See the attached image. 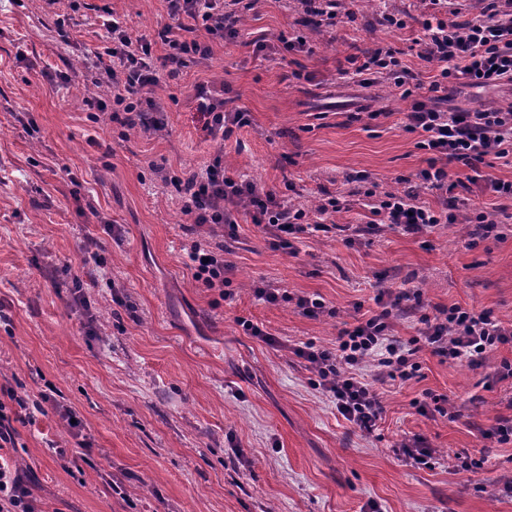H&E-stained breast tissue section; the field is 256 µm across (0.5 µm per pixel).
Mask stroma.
Returning a JSON list of instances; mask_svg holds the SVG:
<instances>
[{
    "mask_svg": "<svg viewBox=\"0 0 512 512\" xmlns=\"http://www.w3.org/2000/svg\"><path fill=\"white\" fill-rule=\"evenodd\" d=\"M69 41L55 32L45 0H0V386L51 402L16 423L7 454L21 464L35 512H512V444L485 439L512 416V382L497 368L502 348L474 369L422 352L419 377L377 384L382 417L367 436L315 390L294 347H331L340 329L366 319L380 289L413 281L426 303L491 310L512 325V201L485 182L473 207L499 221V237L459 234L444 224L423 235L384 230L347 244L346 224H370L367 179L399 188L426 168L418 134L404 128L413 104L392 81L345 82L351 56L391 44L429 80L420 54L426 0H344L335 25L299 24L297 0H259L233 39L171 79L158 68L166 131L143 135L89 121L82 61L107 39L106 10L133 35L154 40L169 24L164 0H88ZM395 14L404 28L383 17ZM306 48L285 52L279 33ZM266 39L264 51L248 42ZM69 82H60V74ZM224 84L246 126L223 139L203 128L196 88ZM512 105V87H459L441 110ZM33 119L38 131L23 126ZM222 155L228 176L248 179L297 207L326 195L347 207L331 228L300 236L293 250L240 216L224 243L223 290L197 283L188 253L201 230L182 212L172 183ZM96 239L99 262L82 246ZM96 317L73 306L75 283ZM323 299L337 316H304L294 303L258 300L256 285ZM257 323L271 341L249 335ZM446 395L443 412L419 414L425 393ZM81 417L65 429L55 403ZM424 438L432 467L398 456ZM86 439L87 448L77 446ZM485 449L482 473L453 467L457 454Z\"/></svg>",
    "mask_w": 512,
    "mask_h": 512,
    "instance_id": "35a3bbf8",
    "label": "stroma"
}]
</instances>
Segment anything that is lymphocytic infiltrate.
<instances>
[{
    "mask_svg": "<svg viewBox=\"0 0 512 512\" xmlns=\"http://www.w3.org/2000/svg\"><path fill=\"white\" fill-rule=\"evenodd\" d=\"M170 25L158 38L165 49L163 60L173 70L207 60L210 43L236 35L243 14L255 7L254 0H165ZM435 12L421 22V55L436 61L439 71L430 83H422L403 64L393 48H378L361 57H351L355 78L390 79L412 98L415 90L447 91L449 83L486 87L512 85V0H488L480 16L458 19L440 11L441 0H431ZM108 39L83 63L86 84L102 89V96L90 100L92 122L121 120L140 127L148 135L164 131L165 104L153 94L158 84L153 67L151 41L134 37L119 18L106 20ZM198 109L210 136H218L226 125H247L245 113L225 110L224 88L201 85L196 90ZM405 128L419 134V149L429 153L427 168L415 175L416 182L438 193L439 208L422 205L414 190L384 193L372 200L370 211L380 223L410 235L432 232L437 226L455 223L458 188L476 183L480 163L486 157L512 165V109L488 108L445 112L425 101H414L406 114ZM468 168L466 178L453 176L449 163ZM342 204L332 197L309 212L277 199L250 181H237L224 173L222 156H215L204 168L183 182L182 210L193 224H214L236 228L241 211H248L253 224L290 236L321 231L323 216L339 212ZM189 257L193 277L207 288H220L224 279V247L197 241ZM379 309L355 327L340 332L332 348L306 344L295 353L316 373V389L328 396L336 410L361 432L370 435L377 428L382 410L380 396L363 375L372 367L375 379L416 377L419 354L432 355L473 368L483 366L489 353L512 344V328H505L489 310L459 304L424 310L421 289H387ZM420 309L417 336L404 340L393 334L394 312L404 303ZM17 467L0 456V512H34Z\"/></svg>",
    "mask_w": 512,
    "mask_h": 512,
    "instance_id": "obj_1",
    "label": "lymphocytic infiltrate"
}]
</instances>
